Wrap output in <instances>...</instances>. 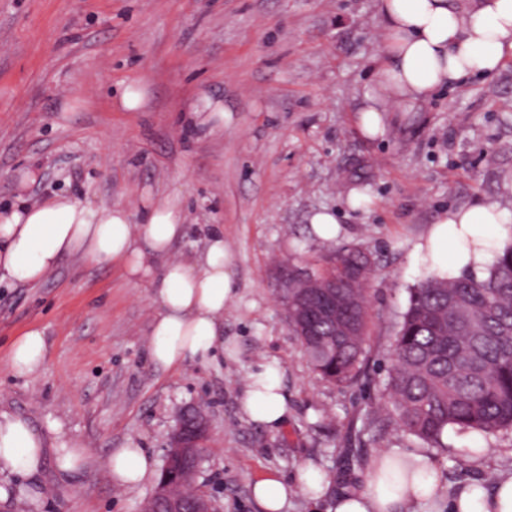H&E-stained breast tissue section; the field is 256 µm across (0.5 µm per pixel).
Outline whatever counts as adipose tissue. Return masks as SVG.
I'll return each instance as SVG.
<instances>
[{"instance_id":"ef3b65f1","label":"adipose tissue","mask_w":512,"mask_h":512,"mask_svg":"<svg viewBox=\"0 0 512 512\" xmlns=\"http://www.w3.org/2000/svg\"><path fill=\"white\" fill-rule=\"evenodd\" d=\"M385 42L364 96L357 127L369 139L384 136L385 115L410 112L436 92L475 75H491L512 58V0H472L465 8L453 0H378ZM36 171L22 173L16 204L0 208V282L34 285L55 270L61 257L81 254L100 263H122L127 278L150 280L159 310L151 324L149 355L158 368L208 361L223 347L222 319L236 299L232 254L223 234L211 235L201 266L170 257L182 237L186 215L178 195L143 206L133 222L121 203L91 205L60 195L30 201L26 186ZM512 240V208L495 201L442 212L415 244L411 267L443 279L482 275ZM165 258L155 270L157 258ZM46 356L40 329L16 339L7 356L17 375H35ZM240 409L271 427L288 413V393L280 366L261 364L249 375ZM54 448L61 477L78 472L89 451L76 439H48L26 419L0 411V472L36 473L47 448ZM108 468L115 486L131 488L151 478L155 460L145 449L111 450ZM328 474L303 461L294 480L269 476L255 481L252 498L260 512H284L288 499L303 495L325 501L326 512H420L447 500L448 512H512V474L484 490L463 486L446 493L439 471L416 452H379L361 481L330 493Z\"/></svg>"}]
</instances>
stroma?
<instances>
[{
	"label": "stroma",
	"instance_id": "1",
	"mask_svg": "<svg viewBox=\"0 0 512 512\" xmlns=\"http://www.w3.org/2000/svg\"><path fill=\"white\" fill-rule=\"evenodd\" d=\"M377 0H0V207L18 174L28 194L128 205L178 194L189 216L176 258L202 259L220 232L233 254L237 297L224 312V352L156 368L157 312L149 282L120 264L64 257L40 283L0 284V411L38 429L57 422L90 451L59 481L53 459L0 512H142L156 482L112 484L111 449L137 444L155 461L180 413L204 408L208 450L194 476L218 512H259L252 484L293 479L306 460L332 488L356 481L384 449L423 454L448 487L512 473V437L449 431L431 448L400 428L385 385L409 288L422 278L409 254L444 210L484 200L512 205V59L420 104L386 115L383 139L357 130L381 43ZM146 103L117 110L126 85ZM222 101L224 127L200 137L188 116L202 97ZM364 190L368 200L352 206ZM339 223L333 243L309 224ZM368 254L367 359L334 384L314 372L288 328L277 269L316 263L329 249ZM32 328L43 368L15 376L12 343ZM278 363L288 416L276 428L240 410L248 376ZM312 228L321 240L331 242L336 239V216L327 210L318 211L310 218Z\"/></svg>",
	"mask_w": 512,
	"mask_h": 512
}]
</instances>
